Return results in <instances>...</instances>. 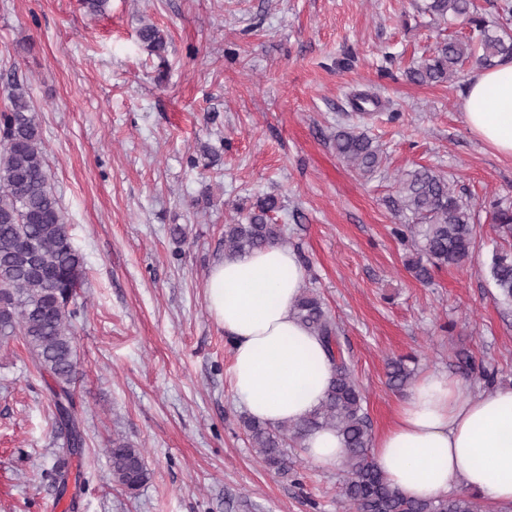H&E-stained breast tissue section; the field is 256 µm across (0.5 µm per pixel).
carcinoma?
I'll return each instance as SVG.
<instances>
[{
  "mask_svg": "<svg viewBox=\"0 0 512 512\" xmlns=\"http://www.w3.org/2000/svg\"><path fill=\"white\" fill-rule=\"evenodd\" d=\"M425 12L438 20L459 22L469 27L473 36L448 37L436 43L430 55L408 71L412 82H449L469 61L486 68L512 59V37L500 27L502 21L512 22V0H498L495 21L487 19L476 0H427ZM137 38L151 53L159 55L166 49L163 32L153 24L142 25ZM5 92L7 104L0 111V344L21 341L49 392L55 428L67 440L53 467L61 496L71 475V458L85 444L75 400V327L81 311L74 300L77 289L86 282V266L51 184L41 123L27 85L13 80ZM334 146L340 157L364 175L375 173L382 164L381 149L363 132L339 130ZM392 205L398 213L414 219L410 233L427 257L425 264L419 260L411 264L419 281L431 280L435 270L461 267L471 257L477 237L475 214L447 177L426 166L406 172L398 180ZM276 209L275 197L259 198L245 221L224 225V254L287 244L284 227L272 223L270 217ZM490 220L498 236L512 237L511 205L491 203ZM487 269L496 299L512 305V250H494ZM294 312L320 339L334 361L335 373L320 405L304 419L277 427L252 417L243 419L261 463L283 476L293 473L296 461L288 447L316 429L329 428L347 448L346 478L338 496L351 512H484L476 495L414 500L391 487L373 461V434L364 396L345 361L335 320L321 296L307 288L297 297ZM388 375L394 386L403 387L411 379L412 369L403 359L393 360ZM105 452L112 484L128 496H136L150 478L143 449L117 434Z\"/></svg>",
  "mask_w": 512,
  "mask_h": 512,
  "instance_id": "carcinoma-1",
  "label": "carcinoma"
}]
</instances>
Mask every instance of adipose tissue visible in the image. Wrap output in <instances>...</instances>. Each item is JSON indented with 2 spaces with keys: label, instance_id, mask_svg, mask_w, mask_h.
<instances>
[{
  "label": "adipose tissue",
  "instance_id": "ef3b65f1",
  "mask_svg": "<svg viewBox=\"0 0 512 512\" xmlns=\"http://www.w3.org/2000/svg\"><path fill=\"white\" fill-rule=\"evenodd\" d=\"M461 110L468 128L512 156V60L476 71ZM304 271L289 249L270 246L224 257L209 271L207 309L232 346L237 401L276 426L319 406L334 373L321 343L293 315ZM313 463L331 468L346 453L333 430L301 442ZM373 458L403 495L432 499L466 490L512 505V387L465 393L444 373L423 375L375 438Z\"/></svg>",
  "mask_w": 512,
  "mask_h": 512
}]
</instances>
